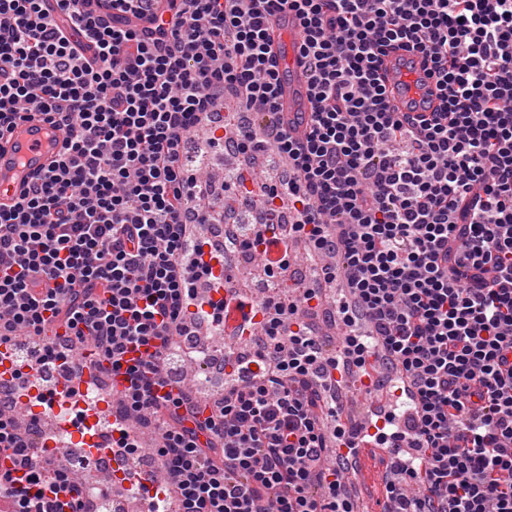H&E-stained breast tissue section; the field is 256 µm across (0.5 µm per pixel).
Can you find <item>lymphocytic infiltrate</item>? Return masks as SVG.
<instances>
[{"label": "lymphocytic infiltrate", "mask_w": 512, "mask_h": 512, "mask_svg": "<svg viewBox=\"0 0 512 512\" xmlns=\"http://www.w3.org/2000/svg\"><path fill=\"white\" fill-rule=\"evenodd\" d=\"M0 0V133L17 121L69 127L51 168L0 210V341L55 329L34 375L69 370L78 345L125 369L112 424L156 430L157 507L179 512H354L345 452L388 453V512H512V0H115L104 20L84 0ZM295 12L314 102L307 131L237 127L235 151L288 163L268 185L287 199L293 237L315 260L313 287L262 302L257 370L201 412L191 391L156 396L180 339L224 324L209 289L226 250L193 241L212 221L209 184L181 163L189 134L225 98L273 111L279 72L272 17ZM149 19V28L131 19ZM422 55L435 112H397L382 55ZM402 150H393V143ZM347 294L328 315L344 360L324 356L308 322L327 285ZM146 359L125 365L126 353ZM364 371L415 417L325 419L336 369ZM5 512H88L80 472L45 457L0 411Z\"/></svg>", "instance_id": "f902f5d3"}]
</instances>
